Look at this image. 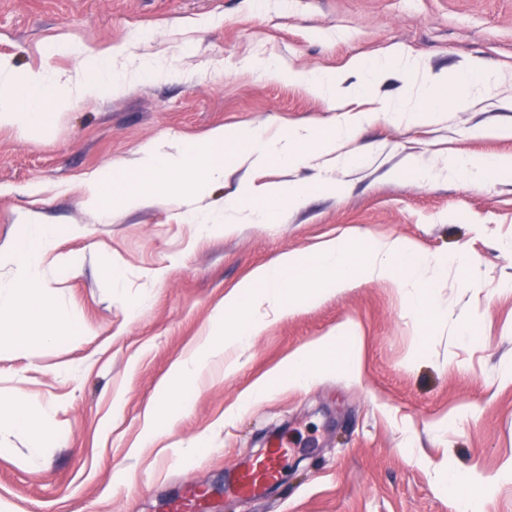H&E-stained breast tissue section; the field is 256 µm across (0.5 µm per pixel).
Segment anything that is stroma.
Wrapping results in <instances>:
<instances>
[{
  "label": "stroma",
  "mask_w": 512,
  "mask_h": 512,
  "mask_svg": "<svg viewBox=\"0 0 512 512\" xmlns=\"http://www.w3.org/2000/svg\"><path fill=\"white\" fill-rule=\"evenodd\" d=\"M397 51L447 76L436 97L468 104L421 122L409 71L391 65L364 85L350 69ZM109 52L116 71L147 61L168 73L103 89L27 135L0 128V243L20 237L31 213L63 228L58 250L81 269L45 276L85 330L75 336L50 313L24 341L0 338V391L53 404L66 434L33 458L30 433L0 430V512H165L194 488L217 512H458L450 475L466 485L496 477L478 512H512V291L500 288L512 281V173L477 186L444 169L451 158L512 155V0H292L287 11L279 0H0L2 65L71 76L77 57ZM474 63L497 81L475 84ZM319 74L362 89L331 111L306 83ZM383 101L401 116L364 124L335 163L244 162L203 196L117 208L107 224L83 204L91 176L127 177L149 143L174 153L218 127L321 131ZM412 157L426 173L407 167ZM323 175L330 187L263 224L202 234L184 217L223 212L246 176L275 185ZM331 239L412 244L423 258L413 286L429 289L431 311H411L409 287L392 280L326 289L319 303L266 319L173 428L144 442L147 410L225 299L278 255ZM460 250L470 268L453 262ZM160 267L166 277L151 280ZM468 317L478 324L470 341L459 333ZM341 326L358 338L357 370L335 361L307 388L280 383L291 354ZM263 381L269 395L245 403ZM271 429L288 451L279 486L225 495Z\"/></svg>",
  "instance_id": "stroma-1"
}]
</instances>
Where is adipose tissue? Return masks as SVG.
Masks as SVG:
<instances>
[{
    "instance_id": "adipose-tissue-1",
    "label": "adipose tissue",
    "mask_w": 512,
    "mask_h": 512,
    "mask_svg": "<svg viewBox=\"0 0 512 512\" xmlns=\"http://www.w3.org/2000/svg\"><path fill=\"white\" fill-rule=\"evenodd\" d=\"M109 64L110 58L106 55L79 61L84 82L81 91L75 95L65 91L55 78L40 69L5 74L0 78V127L26 130L42 127L54 118L48 110L52 104L68 110L80 108L102 92ZM370 119V113H361L349 124L322 134L298 128L287 135L270 138L264 131L256 130L245 141L218 128L203 143L187 145L176 154L155 144L141 149L136 164L138 182L123 190L119 200L125 209L138 208L154 199L160 182L178 179L185 173L193 174L200 188H207L223 180L227 162L247 153L253 155L255 164L260 167L275 160L300 165L334 153L337 143L355 137ZM300 197V188L292 184L273 190L247 187L226 203L225 219L203 218L202 229L207 232L224 223L232 224L237 213L243 214L245 223L260 224L268 218L264 200L285 198L296 202ZM26 224L25 236L0 245V330L14 338L28 335L46 312L58 311L54 291L44 278L45 266L53 264L71 270L77 267L71 257L58 253L60 231L56 226L39 223L32 217L27 218ZM342 342L346 343L347 352L341 364L347 370H356L355 339L340 329L291 355L289 385L302 387L309 384L320 367L317 352ZM54 413L53 405L34 410L18 396L0 395V415H6L11 428L32 432L36 442L62 441L61 432L52 422Z\"/></svg>"
}]
</instances>
